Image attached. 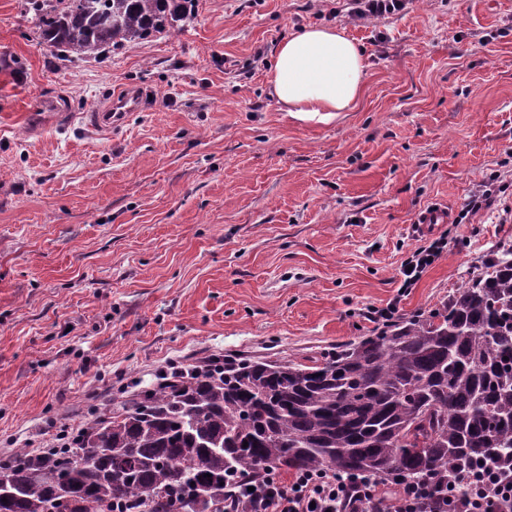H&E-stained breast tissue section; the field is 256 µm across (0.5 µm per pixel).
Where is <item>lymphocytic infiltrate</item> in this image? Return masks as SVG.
Wrapping results in <instances>:
<instances>
[{"instance_id":"obj_1","label":"lymphocytic infiltrate","mask_w":512,"mask_h":512,"mask_svg":"<svg viewBox=\"0 0 512 512\" xmlns=\"http://www.w3.org/2000/svg\"><path fill=\"white\" fill-rule=\"evenodd\" d=\"M463 480L466 494L449 493L440 512H493L497 500H512V474L504 476L479 463L469 467ZM429 493V486L407 484L391 504L376 484L332 471L289 481L259 474L225 484L224 512H424Z\"/></svg>"}]
</instances>
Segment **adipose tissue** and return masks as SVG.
Instances as JSON below:
<instances>
[{"label":"adipose tissue","instance_id":"1","mask_svg":"<svg viewBox=\"0 0 512 512\" xmlns=\"http://www.w3.org/2000/svg\"><path fill=\"white\" fill-rule=\"evenodd\" d=\"M273 74L274 93L294 118L325 122L361 95L364 56L341 30L307 27L278 44Z\"/></svg>","mask_w":512,"mask_h":512}]
</instances>
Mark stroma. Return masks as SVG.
I'll list each match as a JSON object with an SVG mask.
<instances>
[{"mask_svg": "<svg viewBox=\"0 0 512 512\" xmlns=\"http://www.w3.org/2000/svg\"><path fill=\"white\" fill-rule=\"evenodd\" d=\"M314 12L193 0L177 34L66 60L0 0V455L170 358L335 353L378 332L365 308H438L512 243V0H415L374 27ZM319 23L361 46L365 86L302 123L272 57ZM130 90L142 111L91 125ZM434 203L446 246L399 294ZM451 212L445 206L432 205L419 211L413 221L418 234H426L435 229L436 224H447Z\"/></svg>", "mask_w": 512, "mask_h": 512, "instance_id": "stroma-1", "label": "stroma"}]
</instances>
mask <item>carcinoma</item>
I'll list each match as a JSON object with an SVG mask.
<instances>
[{
	"mask_svg": "<svg viewBox=\"0 0 512 512\" xmlns=\"http://www.w3.org/2000/svg\"><path fill=\"white\" fill-rule=\"evenodd\" d=\"M188 2L22 7L41 42L93 58L181 31ZM484 459L512 466V245L440 307L323 360L209 357L129 382L71 447L20 448L0 466V512H224L222 482L254 472L445 488Z\"/></svg>",
	"mask_w": 512,
	"mask_h": 512,
	"instance_id": "1",
	"label": "carcinoma"
}]
</instances>
